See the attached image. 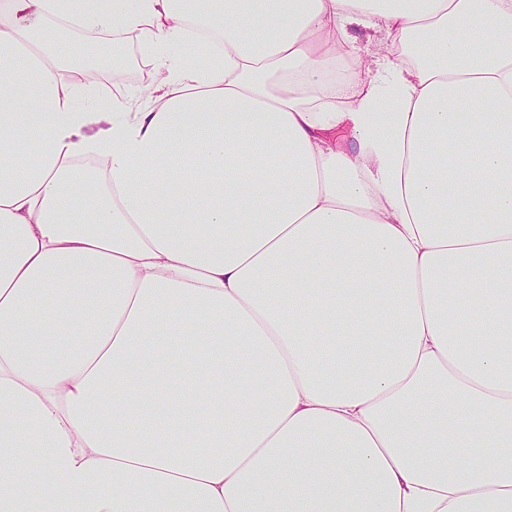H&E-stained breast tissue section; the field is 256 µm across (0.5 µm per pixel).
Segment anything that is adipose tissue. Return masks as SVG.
I'll return each instance as SVG.
<instances>
[{"instance_id":"obj_1","label":"adipose tissue","mask_w":512,"mask_h":512,"mask_svg":"<svg viewBox=\"0 0 512 512\" xmlns=\"http://www.w3.org/2000/svg\"><path fill=\"white\" fill-rule=\"evenodd\" d=\"M0 448V512H512V0H0ZM352 33L355 37V46L366 57L377 58V56L385 52V48L378 41L379 34L376 32L370 29L357 28ZM118 47L124 51L128 65L125 79L119 87L112 85L106 73L90 76L84 80L92 83V86L105 98H110L113 94L119 96L134 94L152 79L151 67L143 59L134 36H126L124 42Z\"/></svg>"}]
</instances>
